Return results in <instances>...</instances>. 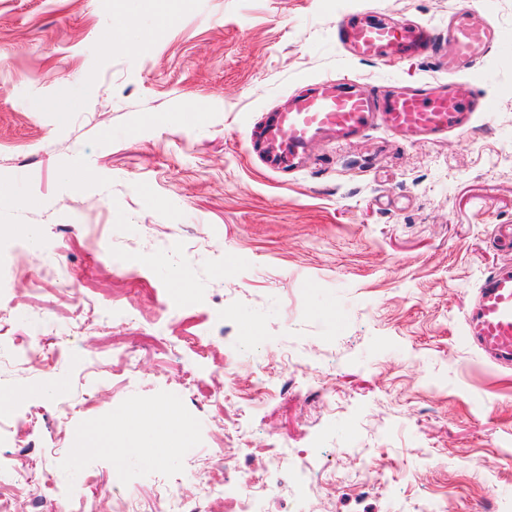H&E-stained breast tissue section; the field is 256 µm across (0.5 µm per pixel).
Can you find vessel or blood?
Segmentation results:
<instances>
[{"label": "vessel or blood", "instance_id": "obj_1", "mask_svg": "<svg viewBox=\"0 0 512 512\" xmlns=\"http://www.w3.org/2000/svg\"><path fill=\"white\" fill-rule=\"evenodd\" d=\"M336 38L361 59L405 53L437 56L452 76L470 73L490 50L512 49V34L475 9L450 20L444 38L423 25L388 22L374 11L337 22ZM495 110L494 101L481 92L463 99L436 81L380 95L357 84L324 79L316 93L292 96L287 109L271 113L252 136L271 169L291 170L314 141L350 138L376 122L401 138H438L465 131L475 113ZM461 341L499 363H512V268L495 270L482 281Z\"/></svg>", "mask_w": 512, "mask_h": 512}]
</instances>
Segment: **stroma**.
Here are the masks:
<instances>
[{"instance_id": "1", "label": "stroma", "mask_w": 512, "mask_h": 512, "mask_svg": "<svg viewBox=\"0 0 512 512\" xmlns=\"http://www.w3.org/2000/svg\"><path fill=\"white\" fill-rule=\"evenodd\" d=\"M469 6L512 32V0H0V402L28 435L32 492H63L46 512L95 485L96 512L128 497L157 512L164 478L190 495L214 482L226 512L284 451L313 460L318 493L272 473L261 512H470L488 495L512 512V370L459 341L482 280L512 267L494 238L512 232V51L451 78L336 41L375 8L442 31ZM323 78L475 85L497 110L266 169L250 131ZM30 338L52 371L12 360ZM226 356L232 399L212 372ZM259 377L275 391L254 402ZM315 379L335 409L304 389ZM155 405L192 430L129 424ZM367 467L385 488L346 482Z\"/></svg>"}]
</instances>
